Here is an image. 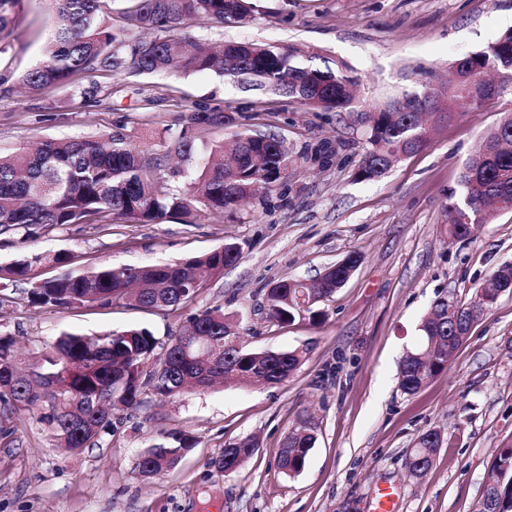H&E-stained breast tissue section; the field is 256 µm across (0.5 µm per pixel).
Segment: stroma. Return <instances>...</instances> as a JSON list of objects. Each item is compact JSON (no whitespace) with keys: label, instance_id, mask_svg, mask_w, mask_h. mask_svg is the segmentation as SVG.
<instances>
[{"label":"stroma","instance_id":"1","mask_svg":"<svg viewBox=\"0 0 512 512\" xmlns=\"http://www.w3.org/2000/svg\"><path fill=\"white\" fill-rule=\"evenodd\" d=\"M253 18L217 27L197 19L181 34L219 43L265 41L318 51L352 67L359 101L343 112H313L281 97L255 111L246 92L212 73L101 78L108 112L78 107L69 92L33 94L0 86V149L113 129L133 146L162 148L179 132L177 106H232L249 129L283 139L292 163L277 193L216 221L73 224L45 237L0 239V264L46 251L81 263L138 267L237 245L239 261L206 280L176 313L124 304L108 309L33 308L27 284L0 304V326L32 353L62 333L148 328L161 344L207 308L233 316L247 349L297 351L281 385L233 381L174 399L144 393L101 446L70 455L29 413L0 434V512H372L390 487L396 512H477L485 471L512 448V293L474 325L447 370L423 390L399 387L401 361L418 342L423 315L439 298L468 302L490 273L512 262V212L473 238L448 235L445 206L483 134L512 112V91L437 129L428 146L384 176L356 179L369 150L365 112L383 107L426 73L447 78L459 58L512 31V0H254ZM53 28L47 0H26L0 53V72L23 75L43 60ZM362 261L344 288L320 306L325 318L278 325L266 314L271 283L316 278L350 253ZM316 436L304 469L282 474L281 444L295 427ZM441 432L431 469L413 478L405 458L419 437ZM191 437L178 466L151 480L136 463L170 434ZM255 438L237 472L213 461L229 443Z\"/></svg>","mask_w":512,"mask_h":512}]
</instances>
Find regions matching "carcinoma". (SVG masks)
I'll return each mask as SVG.
<instances>
[{"instance_id":"1","label":"carcinoma","mask_w":512,"mask_h":512,"mask_svg":"<svg viewBox=\"0 0 512 512\" xmlns=\"http://www.w3.org/2000/svg\"><path fill=\"white\" fill-rule=\"evenodd\" d=\"M25 0H0V52L11 34ZM54 33L45 47L44 62L21 77L30 92L66 87L90 108H109L96 74L129 72L154 76L173 68L185 73L211 72L230 76L264 94L287 99L310 110L343 112L352 107L359 77L344 61L311 51L268 42H226L220 48L188 36L144 37L147 31L167 32L185 21L202 18L218 26L240 23L253 16L252 0H133L126 12L129 28L115 33L108 25V0H50ZM458 81L445 86L418 83L403 98L417 109L408 112L380 108L367 113L370 150L356 177L379 178L390 162L423 150L429 124L452 121L458 109L481 107L468 102L480 69H497L502 80L496 95L512 90V32L486 49L454 62ZM180 132L165 150L137 149L119 131L76 139H47L34 149L0 151V236L37 238L71 224L112 225L121 220L157 224L178 216L193 223L208 211L224 218L257 197L276 191L289 162L284 140L250 129L234 132L235 147L224 156V144L193 161L195 142L208 130L235 128V113L193 103L180 110ZM512 211V113L484 136L479 152L463 166L458 190L448 195V234L456 240L475 236L491 212ZM240 249L214 250L186 260L116 270L102 263L72 270L73 256L65 252L26 256L0 265V303L11 299L9 286L27 282L33 269L51 266L60 273L42 280L27 292L31 307L108 308L115 303L177 311L195 297L206 278L240 258ZM361 260L354 252L347 261L329 268L320 278L323 287L297 279L272 283L267 297L269 317L288 324L308 314L314 323L324 318L317 306L333 297ZM491 285L512 292V263L493 271ZM497 297L480 289L466 304L446 297L436 300L419 331L414 353L427 357L429 367L414 358L403 359L399 385L412 395L424 389L431 376L444 373V362L454 357L468 339L470 328L458 314L474 312L480 318ZM189 331L166 346L169 367L156 357L159 343L146 328L110 331L94 336L65 334L24 356L17 338L0 330V433L14 432L18 413L31 412L55 441L73 455L101 444L112 433L116 413L140 406L150 392L174 398L211 387L233 376L242 385L254 379L279 385L297 369L300 355L282 351L263 356L245 348H225L238 333L236 322L221 307L208 308L189 319ZM442 435L423 434L405 466L430 469L441 447ZM314 435L296 428L282 444L279 470L294 476L304 468ZM192 443L172 435L171 441L152 446L138 459L144 478L174 469ZM257 441L242 439L231 455L213 461L220 472L239 470L252 456ZM477 512H512V448H502L486 471Z\"/></svg>"}]
</instances>
